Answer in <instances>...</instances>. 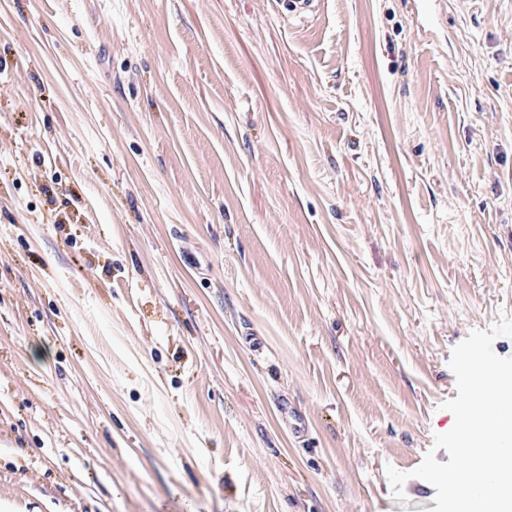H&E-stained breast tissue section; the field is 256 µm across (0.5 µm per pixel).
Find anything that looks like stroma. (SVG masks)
Masks as SVG:
<instances>
[{"instance_id": "1", "label": "stroma", "mask_w": 512, "mask_h": 512, "mask_svg": "<svg viewBox=\"0 0 512 512\" xmlns=\"http://www.w3.org/2000/svg\"><path fill=\"white\" fill-rule=\"evenodd\" d=\"M432 10L0 0V512L434 508L512 318V0ZM280 3L289 16L307 19L319 12L322 0H280Z\"/></svg>"}]
</instances>
